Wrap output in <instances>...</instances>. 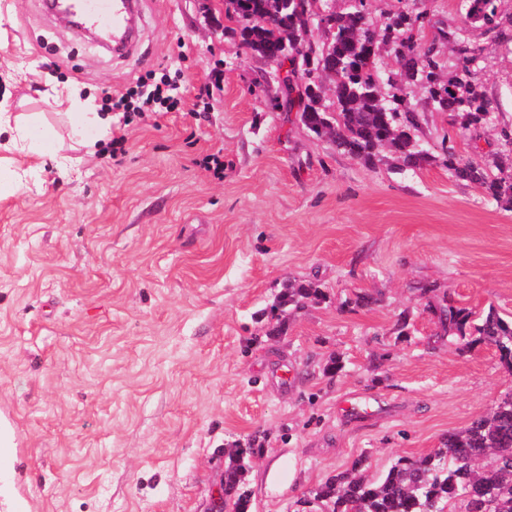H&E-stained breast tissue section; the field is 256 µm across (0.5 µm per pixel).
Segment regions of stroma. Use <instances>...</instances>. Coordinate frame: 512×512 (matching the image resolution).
<instances>
[{
  "instance_id": "35a3bbf8",
  "label": "stroma",
  "mask_w": 512,
  "mask_h": 512,
  "mask_svg": "<svg viewBox=\"0 0 512 512\" xmlns=\"http://www.w3.org/2000/svg\"><path fill=\"white\" fill-rule=\"evenodd\" d=\"M409 7L431 41L457 26L461 0ZM1 11L9 112L58 125L40 101L47 80L100 102L164 68L185 100L129 123L113 113L115 158L93 130L63 167L11 154L0 135V158L29 172L0 195V413L30 512H211L225 449L251 438L263 452L250 512H298L353 461L380 476L512 391L495 348L460 351L433 312L512 316V211L441 164L400 173L385 153L368 167L315 138L219 0H141L146 62L94 46L41 0ZM471 36L492 120L456 148L494 172L507 164L496 132L512 125V48ZM403 86L418 143L439 154L449 114ZM214 153L220 179L203 165ZM309 282L323 299L274 334L278 293ZM359 295L370 304L347 308Z\"/></svg>"
}]
</instances>
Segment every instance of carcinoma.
Returning <instances> with one entry per match:
<instances>
[{
	"mask_svg": "<svg viewBox=\"0 0 512 512\" xmlns=\"http://www.w3.org/2000/svg\"><path fill=\"white\" fill-rule=\"evenodd\" d=\"M235 2L239 17L273 15L269 24L250 28L255 39L248 45L260 55L277 51L285 30L302 38L318 27L309 0H288L281 9L277 0ZM350 2L348 11L330 15L334 31L326 32V41L314 38L297 55L288 50V109L296 110L300 123L314 137L329 139L337 150L366 165L375 164L383 148L396 154L401 171L435 161L412 134L418 128L417 112L407 106L403 88L389 78L391 99L381 98V53L386 51L406 78L426 85L433 109L455 115V135L442 141V165L455 179L481 186L500 206L512 210V174L490 173L476 159L462 158L454 145V136H466L491 114V101L476 68L483 48L469 40L468 32L478 26L498 43H512V35L500 30L497 0H462L460 24L448 31L458 72L446 81L435 46L422 49L414 36L422 33L421 14L405 8L374 23L362 9L363 0ZM333 72V99L325 102L323 82ZM322 296L313 285L289 288L279 295L273 307L278 330L286 326L288 311ZM437 315L445 332L461 340L460 350L491 344L512 374V319L490 308L475 320L473 312L453 305L440 307ZM262 451L254 439L227 450L224 505L231 512H248L245 476ZM312 496L321 500L326 512H512V392L489 415L448 433L435 452L402 456L374 480L361 472L358 460L320 484Z\"/></svg>",
	"mask_w": 512,
	"mask_h": 512,
	"instance_id": "cac0c4a2",
	"label": "carcinoma"
}]
</instances>
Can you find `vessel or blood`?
I'll return each instance as SVG.
<instances>
[{"mask_svg": "<svg viewBox=\"0 0 512 512\" xmlns=\"http://www.w3.org/2000/svg\"><path fill=\"white\" fill-rule=\"evenodd\" d=\"M82 25L111 31L113 54L129 55L140 41V0H70Z\"/></svg>", "mask_w": 512, "mask_h": 512, "instance_id": "vessel-or-blood-1", "label": "vessel or blood"}]
</instances>
